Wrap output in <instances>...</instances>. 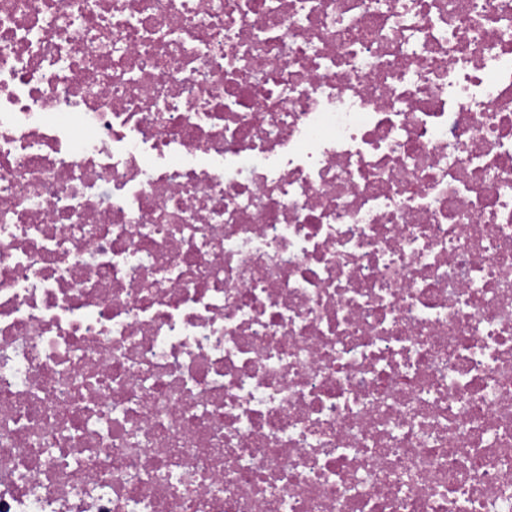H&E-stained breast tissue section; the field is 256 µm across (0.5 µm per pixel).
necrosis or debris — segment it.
I'll use <instances>...</instances> for the list:
<instances>
[{
  "label": "necrosis or debris",
  "instance_id": "obj_1",
  "mask_svg": "<svg viewBox=\"0 0 512 512\" xmlns=\"http://www.w3.org/2000/svg\"><path fill=\"white\" fill-rule=\"evenodd\" d=\"M0 512H512V0H0Z\"/></svg>",
  "mask_w": 512,
  "mask_h": 512
}]
</instances>
